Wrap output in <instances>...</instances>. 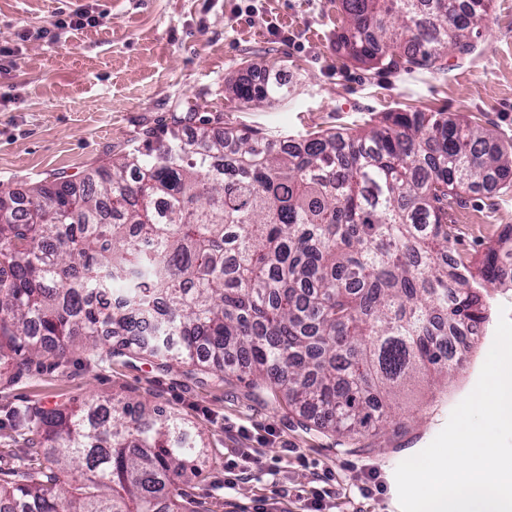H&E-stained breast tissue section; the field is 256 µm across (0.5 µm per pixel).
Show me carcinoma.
<instances>
[{"label": "carcinoma", "instance_id": "cac0c4a2", "mask_svg": "<svg viewBox=\"0 0 512 512\" xmlns=\"http://www.w3.org/2000/svg\"><path fill=\"white\" fill-rule=\"evenodd\" d=\"M490 3L340 0L336 49L381 69L433 68L474 51ZM226 91L246 106L288 83L268 71ZM511 172L512 147L445 112H392L294 149L247 131L149 133L80 188L0 194V365L18 378L47 343L60 358L134 345L230 371L342 444L398 434L400 394L458 370V337L489 321L453 255L452 215ZM480 273L489 288L512 283V224ZM114 289L122 302L98 300ZM15 421L24 457L0 469V512H203L179 487L197 435L156 406L87 402Z\"/></svg>", "mask_w": 512, "mask_h": 512}]
</instances>
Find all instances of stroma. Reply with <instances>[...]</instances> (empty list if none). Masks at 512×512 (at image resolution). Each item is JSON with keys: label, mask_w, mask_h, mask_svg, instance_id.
Wrapping results in <instances>:
<instances>
[{"label": "stroma", "mask_w": 512, "mask_h": 512, "mask_svg": "<svg viewBox=\"0 0 512 512\" xmlns=\"http://www.w3.org/2000/svg\"><path fill=\"white\" fill-rule=\"evenodd\" d=\"M92 10L95 26L56 29L57 19ZM336 0H0V191L26 193L85 177L131 152L144 134L180 123L251 130L270 141L379 125L390 112L464 116L512 145V0H492L472 54L444 56L433 68L383 70L336 51ZM277 69L288 95L240 107L227 83ZM455 252L476 266L502 225L512 224V187L468 193L454 212ZM485 298L493 323L461 372L445 385L420 383L401 397L423 417L401 434L347 451L334 434L287 406H271L234 375L157 365L145 355L98 358L72 352L60 365L0 384V468L16 463L23 438L16 411L73 400H141L176 414L200 434L199 474L183 493L210 512H308L314 491L331 512H401L394 472L429 445L474 389L512 288ZM254 448L258 460L242 461Z\"/></svg>", "instance_id": "1"}]
</instances>
